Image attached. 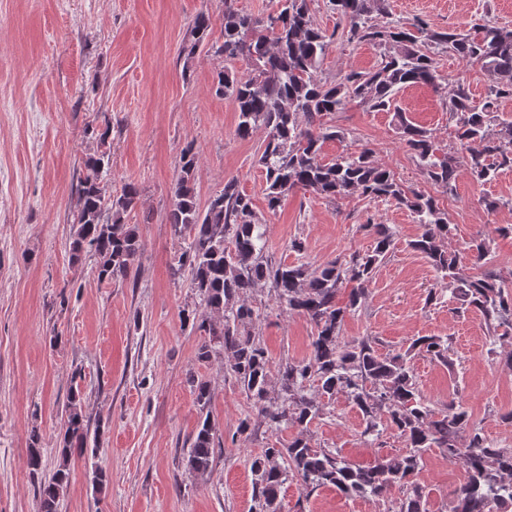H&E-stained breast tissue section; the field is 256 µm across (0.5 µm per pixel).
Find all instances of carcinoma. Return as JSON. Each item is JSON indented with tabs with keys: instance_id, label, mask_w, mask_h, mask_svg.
<instances>
[{
	"instance_id": "1",
	"label": "carcinoma",
	"mask_w": 512,
	"mask_h": 512,
	"mask_svg": "<svg viewBox=\"0 0 512 512\" xmlns=\"http://www.w3.org/2000/svg\"><path fill=\"white\" fill-rule=\"evenodd\" d=\"M224 0L221 39L212 41V17L195 18L189 43L182 52L192 58L205 48L224 64L243 63L246 72L221 70L214 78L215 94L231 99L237 114L236 134L245 139L259 128L267 135L258 164L265 172L267 209L275 212L282 197L293 190L316 194L330 202L354 194L383 199L409 209L421 232L409 247L423 255L437 273L438 285L466 311L478 312L487 331L490 352L512 335V279L492 261L490 236L470 239L463 250L448 247L452 235L448 210L440 198L405 185L373 151L361 148L324 162L322 148L345 133L329 117L356 101L375 112L395 111L400 140L414 155L423 177L442 194L452 189L459 163L481 184L512 166V121L499 114V102L512 98V26L483 24L472 32L437 31L422 21L385 18L387 0H328L341 37L349 44L368 43L381 49L380 61L366 71H349L339 80L320 76V65L336 33L316 24L312 0H277L278 23L252 17ZM451 52L480 65L489 88L480 104L473 102L462 81L448 99V119L454 123L456 149L439 152L430 130L396 110V95L409 85L441 88L435 55ZM110 128L98 134L103 150L90 158L92 176L80 182L69 251L74 260L83 253L99 259L97 278L124 283L131 277L141 249L139 237L125 216L139 204L136 186L126 184L114 195L104 182L110 152L104 149ZM198 156L193 145L180 154L179 174L171 189L166 220L184 248L173 275L189 280L203 310L183 315V321L213 337L197 358L207 362L224 353L225 371L239 384L256 411L241 419L237 435L251 437L290 425L298 435L285 448L274 446L251 457L255 476V512H279L282 486L295 479L309 491L334 487L346 496H372L385 501L392 489L402 497L388 512H426L427 494L420 482L423 455L436 451L457 462L464 481L454 491L453 512H512V448H500L471 423L467 408L454 399L436 407L420 393L411 360L422 355L453 366L451 342L442 336H419L406 349L383 350L375 336L347 341V317L364 305L378 269L393 252L395 231L385 224H361L372 239L370 248L313 267L307 263L272 262L264 254L262 218L252 199L234 179L200 206L195 193ZM483 267L466 273L465 260ZM266 286L287 311L311 324V354L301 362L279 365L281 402L269 400L271 367L267 351L248 325L255 310L245 300L252 289ZM200 420L191 438L187 466L195 473L212 467L216 441L208 407L207 381L190 378ZM342 394L362 417L360 438L379 440L391 431L404 443L401 453L361 466L339 452L311 443L310 424L325 414L321 398ZM63 436L58 448L61 464L40 478V512H57L69 479L68 463L82 455L88 439L99 443L101 428L90 429L83 412L82 393L71 389L64 407Z\"/></svg>"
}]
</instances>
